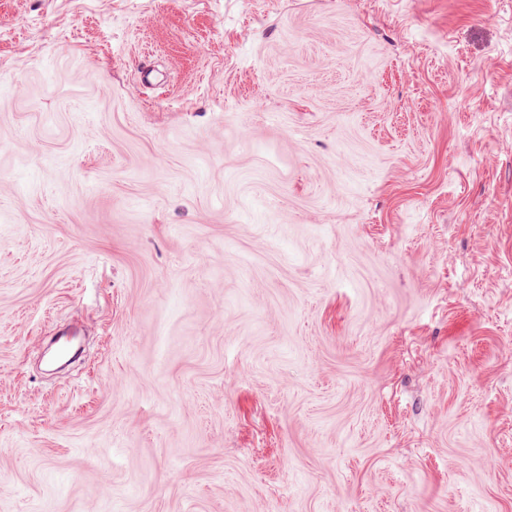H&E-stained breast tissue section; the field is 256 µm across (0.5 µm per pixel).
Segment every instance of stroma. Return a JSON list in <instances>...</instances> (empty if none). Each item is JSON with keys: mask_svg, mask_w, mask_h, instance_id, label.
I'll use <instances>...</instances> for the list:
<instances>
[{"mask_svg": "<svg viewBox=\"0 0 512 512\" xmlns=\"http://www.w3.org/2000/svg\"><path fill=\"white\" fill-rule=\"evenodd\" d=\"M0 512H512V0H0Z\"/></svg>", "mask_w": 512, "mask_h": 512, "instance_id": "1", "label": "stroma"}]
</instances>
